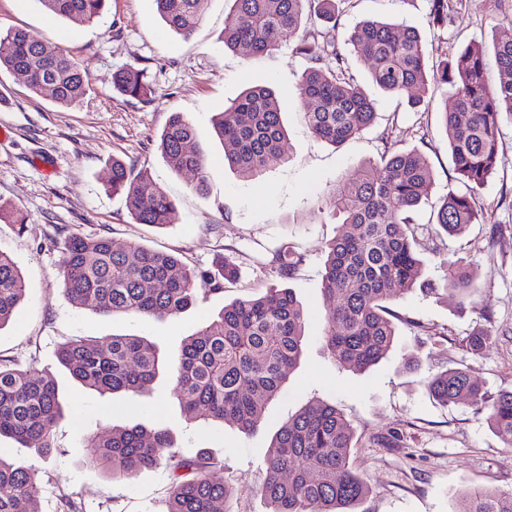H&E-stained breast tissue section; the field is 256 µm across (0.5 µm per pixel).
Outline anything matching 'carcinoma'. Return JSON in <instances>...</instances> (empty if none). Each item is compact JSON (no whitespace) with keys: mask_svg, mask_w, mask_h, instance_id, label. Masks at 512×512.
Listing matches in <instances>:
<instances>
[{"mask_svg":"<svg viewBox=\"0 0 512 512\" xmlns=\"http://www.w3.org/2000/svg\"><path fill=\"white\" fill-rule=\"evenodd\" d=\"M46 12L79 22L100 17L105 0H39ZM348 0H233L224 19V46L242 47L262 57L283 40L309 62L297 92L312 133L340 147L372 124L376 102L349 74L336 45L334 23ZM429 22L448 27L463 0H429ZM156 12L172 31L190 35L202 20L208 0H154ZM322 25L300 31L304 15ZM349 44L370 61L371 80L389 94H408V104L423 103L430 83L451 90L453 108L441 112L454 169L469 192L450 191L439 205L435 225L449 236L482 224L471 192L502 165L499 135L512 122V36L493 41L498 81L489 76L487 46L472 43L459 54L430 59L418 31L406 24L365 20L356 24ZM332 56L336 68L322 61ZM23 75L28 88L61 106L82 101L88 77L71 56L49 50L22 30L0 41V70ZM112 82L124 95L148 100L151 85L144 71L123 70ZM213 131L224 146V162L246 179L285 162V130L279 100L266 86H252L232 98L215 115ZM159 149L176 173L195 171V192L208 191L206 159L195 129L177 112L159 137ZM431 167L417 151H386L362 174L336 185L322 205L342 220L344 230L325 246L322 276L325 296L323 345L333 361L361 372L385 358L397 336L387 303L431 283L421 280L423 261L411 212L427 198ZM108 187L124 197L138 224L171 223L175 202L142 173L112 159ZM304 255L284 249L274 256L278 274L291 278ZM59 277L70 300L98 314L125 313L166 318L183 311L197 287L224 289L236 278L234 267L221 272L188 268L177 257L139 244L117 245L106 237L72 235L64 240ZM443 290L465 307L478 290L474 272L462 261L448 264ZM25 281L10 255L0 251V328L7 324L25 294ZM306 315L289 288L238 299L204 325L172 361L177 393L188 421L220 420L249 433L257 430L264 404L280 396L287 375L300 359ZM491 335L476 330L463 339L467 353L485 352ZM86 388L101 397L115 393L139 396L159 373V355L141 336H74L57 352ZM431 397L444 405L468 399L488 410V423L506 447H512V390L488 400L482 386L462 368L447 370L429 383ZM62 414L58 390L48 372L22 368L0 359V437H8L48 456L52 429ZM356 433L341 412L312 401L288 418L275 434L266 457L260 493L268 512H358L368 486L351 459ZM85 460L114 481L153 468L169 477L167 512H233L235 486L224 479V462L208 455L184 456L163 427L113 426L84 437ZM38 471L0 458V512H20L37 501ZM455 512H512V491L482 488Z\"/></svg>","mask_w":512,"mask_h":512,"instance_id":"cac0c4a2","label":"carcinoma"}]
</instances>
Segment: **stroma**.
Returning <instances> with one entry per match:
<instances>
[{
	"label": "stroma",
	"mask_w": 512,
	"mask_h": 512,
	"mask_svg": "<svg viewBox=\"0 0 512 512\" xmlns=\"http://www.w3.org/2000/svg\"><path fill=\"white\" fill-rule=\"evenodd\" d=\"M231 7L230 0H209L200 25L184 37L162 22L153 0H108L96 21L81 24L47 13L39 0H0V37L27 30L74 57L89 75L82 103L62 107L0 71V130L7 132L0 137V202L19 211L26 224L21 231L0 222V251L12 257L26 283L11 322L0 329V357L48 371L63 406L53 430L55 453L41 458L3 437L0 457L39 469L38 512H60L64 493L75 494L83 512H166L162 469L115 482L85 464L82 444L86 434L115 425L165 426L181 452L223 459L224 477L238 490L235 512H266L260 488L271 439L301 407L320 400L335 405L356 431L352 459L369 488L360 512H453L475 490L511 491L512 448L492 432L486 411L467 402L440 405L429 396L428 383L464 365L488 396L512 389V123L500 132L504 166L473 194L483 223L455 238L436 234L432 220L441 199L448 190L465 189L440 121L445 89L429 85L426 105L411 108L406 96L372 86L368 61L352 52L347 38L360 21L392 20L415 27L430 56L443 57L512 31V0H463L444 30L429 25V0H348L336 27L338 48L350 74L375 99L377 114L338 148L316 138L305 121L296 85L307 63L291 43L259 58L225 47L224 18ZM127 68L146 71L153 88L149 101L115 90L113 74ZM257 85L277 93L288 160L246 181L225 164L212 119L239 90ZM173 112L197 133L207 159V195L193 191L195 173L172 172L157 148ZM388 150L420 152L434 174L427 200L412 215L424 279L441 283L446 263L461 259L480 290L463 311L453 297L417 290L390 301L399 317L396 342L377 365L356 373L335 363L323 347L324 246L340 226L322 210L321 199ZM115 157L174 199L171 224L136 223L123 197L108 191ZM73 234L138 243L200 270L222 261L236 267L238 278L223 292L200 291L191 306L170 318L100 315L73 305L59 281L60 244ZM285 246L304 256L290 279L281 278L272 263ZM270 288L292 289L307 316L306 336L284 392L268 403L252 433L221 422L187 421L174 395L172 369L163 370L144 395L104 399L56 358L58 345L71 337L115 334L147 337L168 360L225 305ZM483 328L491 331V346L482 355L467 354L462 338ZM391 430L403 435V447L378 445V437Z\"/></svg>",
	"instance_id": "obj_1"
}]
</instances>
